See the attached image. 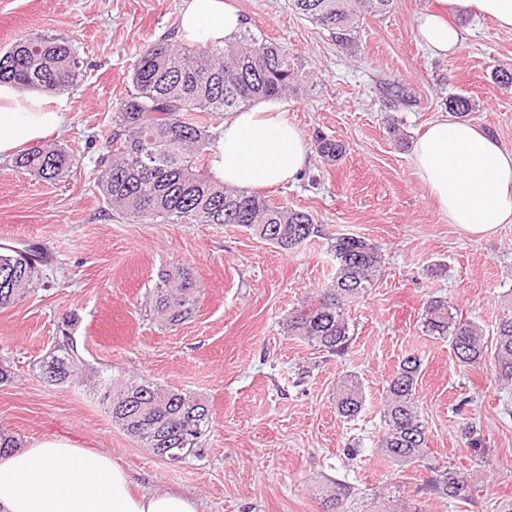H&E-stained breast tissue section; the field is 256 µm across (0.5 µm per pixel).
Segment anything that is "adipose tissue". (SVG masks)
<instances>
[{"instance_id":"1","label":"adipose tissue","mask_w":512,"mask_h":512,"mask_svg":"<svg viewBox=\"0 0 512 512\" xmlns=\"http://www.w3.org/2000/svg\"><path fill=\"white\" fill-rule=\"evenodd\" d=\"M465 15L512 29V0H434L418 20L432 57L453 56L465 35L451 17ZM244 27L226 0H184L179 38L224 45ZM60 127L47 96L0 85V159ZM311 149L278 100L267 99L225 121L214 173L225 186L257 189L294 180ZM413 162L438 210L464 232L486 237L512 224V150L479 126L437 119L415 141ZM131 472L111 454L47 437L0 458V512H203L194 495L136 491Z\"/></svg>"}]
</instances>
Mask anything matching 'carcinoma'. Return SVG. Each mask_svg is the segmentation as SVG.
<instances>
[{
	"label": "carcinoma",
	"mask_w": 512,
	"mask_h": 512,
	"mask_svg": "<svg viewBox=\"0 0 512 512\" xmlns=\"http://www.w3.org/2000/svg\"><path fill=\"white\" fill-rule=\"evenodd\" d=\"M292 10L328 33L339 48L356 46L360 22L389 13L394 0H289ZM81 76L73 41L38 34L0 51V84L60 94ZM134 93L113 112L112 131L98 162L95 185L110 210L136 224H237L284 251L325 236L324 225L303 210L276 206L248 190L224 186L213 170L220 132L206 115H231L256 102L283 99L299 92L300 75L282 46L258 37L251 28L222 47H198L160 38L138 54L131 75ZM464 95L448 98L456 118L474 111ZM315 151L334 164L346 149L342 142L319 136ZM76 156L64 148L35 146L15 159V167L44 180L69 173ZM336 275L310 303L288 314L287 335L330 356L345 355L353 341L346 309L364 297L377 279L383 258L377 245L357 236L330 239ZM50 258L33 246L0 247V309L16 304L42 282L51 288L45 267ZM199 286L190 268L168 265L158 269L150 289L151 318L162 327L177 326L192 316ZM421 325L426 335L448 342L462 367H477L491 357L495 376L512 382V314L496 327L495 346L488 352L483 329L462 319L446 298L426 301ZM422 360L406 355L387 382L382 404L384 431L381 453L395 466L423 459L428 430L417 396ZM38 379L53 384L87 385L79 372L68 333L57 341L35 369ZM97 387L112 422L126 435L166 460L199 451L200 439L212 426L210 409L201 398L163 389L145 375L126 376L114 370L99 377ZM361 383L347 376L336 385V411L351 421L364 408ZM425 489L441 498L466 500L467 476L456 470L434 469ZM324 512H347L349 490L336 483L323 488Z\"/></svg>",
	"instance_id": "carcinoma-1"
}]
</instances>
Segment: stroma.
I'll return each mask as SVG.
<instances>
[{"instance_id":"stroma-1","label":"stroma","mask_w":512,"mask_h":512,"mask_svg":"<svg viewBox=\"0 0 512 512\" xmlns=\"http://www.w3.org/2000/svg\"><path fill=\"white\" fill-rule=\"evenodd\" d=\"M248 27L286 50L303 82L284 99V117L307 140L328 135L346 146L329 165L311 156L296 181L266 189L275 204L302 209L329 235L376 244L381 273L349 307L354 340L341 357L287 336L289 312L331 282L327 238L285 253L235 224H132L111 212L93 177L118 102L133 90L140 49L176 38L184 0H0V51L38 33L75 41L83 77L54 95L62 131L44 145L73 152L65 178L46 182L0 161V246L38 247L51 258L54 286L0 309V429L26 446L62 436L101 448L132 470L141 487L198 496L206 512H323L320 489L350 490V512L393 492L427 512H499L512 499V386L491 363L460 367L446 342L424 333L421 308L443 296L479 322L486 341L512 308V224L473 237L430 200L412 161L428 122L448 114L450 96L473 100L469 119L512 149V87L492 74L512 68V29L458 17L467 34L455 55L430 57L417 19L433 0H397L365 18L355 49L295 14L288 0H232ZM402 84L405 99L387 93ZM189 264L201 286L195 314L165 329L144 312L157 269ZM70 329L86 371L119 367L165 389L189 391L213 424L201 457L172 465L113 425L84 387L33 378L39 360ZM422 360L417 395L428 453L397 467L380 452L387 380L403 356ZM352 374L366 403L352 421L335 409L337 381ZM474 419L486 439L468 448L459 426ZM355 456H348V449ZM465 472L470 500L426 498L432 468Z\"/></svg>"}]
</instances>
